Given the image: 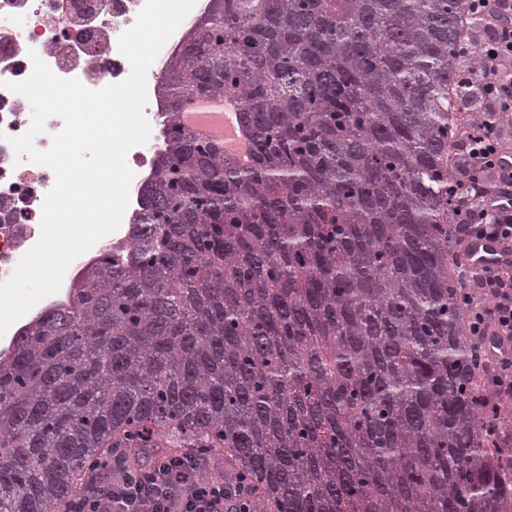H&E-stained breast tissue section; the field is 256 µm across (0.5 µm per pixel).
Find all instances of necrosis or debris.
Instances as JSON below:
<instances>
[{
  "mask_svg": "<svg viewBox=\"0 0 512 512\" xmlns=\"http://www.w3.org/2000/svg\"><path fill=\"white\" fill-rule=\"evenodd\" d=\"M144 2L0 0V282L10 279L20 259L39 240L42 205L55 181L50 168L16 159L9 139L29 129L32 114L26 97L6 89V82L29 76V54L33 51L56 76L79 80L87 88L100 89L123 81L130 73V64L118 50V39L134 24ZM208 5L209 0H196L148 71L144 112L151 135L146 144L127 154L134 178L120 227L70 264L59 290L44 298V305L65 303L74 283L101 254L124 246L129 239L141 189L154 172L159 132L165 121L159 77Z\"/></svg>",
  "mask_w": 512,
  "mask_h": 512,
  "instance_id": "4bbe7bcc",
  "label": "necrosis or debris"
}]
</instances>
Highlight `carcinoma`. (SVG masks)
I'll use <instances>...</instances> for the list:
<instances>
[{
    "instance_id": "carcinoma-1",
    "label": "carcinoma",
    "mask_w": 512,
    "mask_h": 512,
    "mask_svg": "<svg viewBox=\"0 0 512 512\" xmlns=\"http://www.w3.org/2000/svg\"><path fill=\"white\" fill-rule=\"evenodd\" d=\"M465 11L210 0L129 243L0 355V512H62L115 446L219 456L252 512H512L448 223ZM215 102L210 99H198L194 106L184 110L183 123L190 129L202 131V135L212 142L218 143L224 148V153L243 160L247 155L246 143L242 134L240 114L236 105L230 100H224L220 108L223 112L221 122L214 131L203 127L197 112H204V116H210L211 107Z\"/></svg>"
}]
</instances>
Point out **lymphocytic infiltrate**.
I'll list each match as a JSON object with an SVG mask.
<instances>
[{"label":"lymphocytic infiltrate","mask_w":512,"mask_h":512,"mask_svg":"<svg viewBox=\"0 0 512 512\" xmlns=\"http://www.w3.org/2000/svg\"><path fill=\"white\" fill-rule=\"evenodd\" d=\"M466 29L457 56L459 109L467 119L453 146L450 221L462 243L474 237L512 240V214L486 205L499 187L493 171L507 149L503 134L512 119V0H469ZM473 283L466 296L470 335L481 343H512V274L484 271ZM125 462L124 449H111L109 475L90 478L65 512H224V479L214 476L212 458L175 453L133 474Z\"/></svg>","instance_id":"1"}]
</instances>
